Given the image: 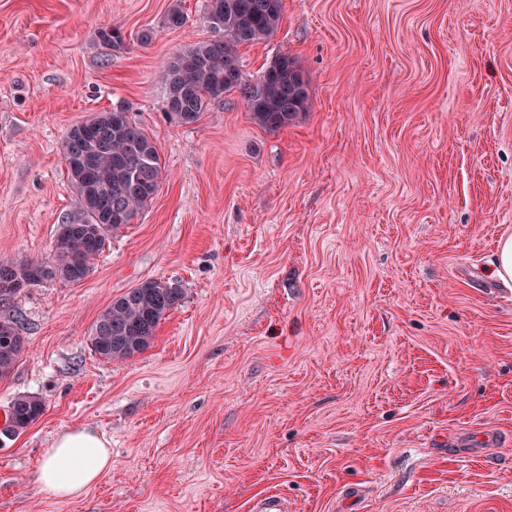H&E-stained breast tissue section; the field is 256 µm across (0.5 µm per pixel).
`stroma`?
Here are the masks:
<instances>
[{
  "label": "stroma",
  "instance_id": "stroma-1",
  "mask_svg": "<svg viewBox=\"0 0 512 512\" xmlns=\"http://www.w3.org/2000/svg\"><path fill=\"white\" fill-rule=\"evenodd\" d=\"M0 0V262L47 259L80 210L62 144L123 109L165 177L90 274L0 302L27 339L0 381L45 414L0 443V512H512V0H283L246 80L292 57L305 117L271 132L238 90L193 124L161 64L213 39L207 0ZM124 49L98 41L105 26ZM152 39L137 40L143 30ZM146 280L184 289L150 347L87 344ZM87 426L112 468L77 499L37 481Z\"/></svg>",
  "mask_w": 512,
  "mask_h": 512
}]
</instances>
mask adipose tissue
<instances>
[{
  "instance_id": "ef3b65f1",
  "label": "adipose tissue",
  "mask_w": 512,
  "mask_h": 512,
  "mask_svg": "<svg viewBox=\"0 0 512 512\" xmlns=\"http://www.w3.org/2000/svg\"><path fill=\"white\" fill-rule=\"evenodd\" d=\"M111 468L108 441L91 428L75 427L62 431L47 449L38 482L56 497L75 499Z\"/></svg>"
}]
</instances>
